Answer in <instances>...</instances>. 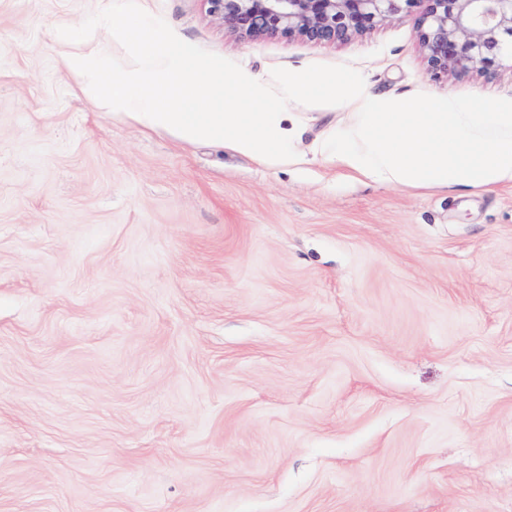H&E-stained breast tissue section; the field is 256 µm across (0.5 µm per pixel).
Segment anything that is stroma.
Wrapping results in <instances>:
<instances>
[{
  "mask_svg": "<svg viewBox=\"0 0 512 512\" xmlns=\"http://www.w3.org/2000/svg\"><path fill=\"white\" fill-rule=\"evenodd\" d=\"M225 76L433 77L414 16L241 43L206 0H137ZM0 0V512H512V186L400 189L142 129L77 95L56 24Z\"/></svg>",
  "mask_w": 512,
  "mask_h": 512,
  "instance_id": "35a3bbf8",
  "label": "stroma"
}]
</instances>
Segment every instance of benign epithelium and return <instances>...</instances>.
<instances>
[{"mask_svg":"<svg viewBox=\"0 0 512 512\" xmlns=\"http://www.w3.org/2000/svg\"><path fill=\"white\" fill-rule=\"evenodd\" d=\"M241 39L263 36L343 43L425 6L419 41L434 76L487 78L512 62V0H207Z\"/></svg>","mask_w":512,"mask_h":512,"instance_id":"1","label":"benign epithelium"}]
</instances>
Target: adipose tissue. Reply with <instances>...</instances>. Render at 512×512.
<instances>
[{
	"label": "adipose tissue",
	"mask_w": 512,
	"mask_h": 512,
	"mask_svg": "<svg viewBox=\"0 0 512 512\" xmlns=\"http://www.w3.org/2000/svg\"><path fill=\"white\" fill-rule=\"evenodd\" d=\"M80 26L59 25L52 40L67 46L63 69L80 96L104 112L186 144L204 143L259 162L291 153L285 99L323 105L355 103L356 112L329 129L316 150L348 171L389 185L488 192L512 183V101L472 95L374 94L356 79L297 73L274 95L256 74L225 78L216 59L141 11L135 0H99ZM127 43L134 65L114 71L101 40Z\"/></svg>",
	"instance_id": "adipose-tissue-1"
}]
</instances>
